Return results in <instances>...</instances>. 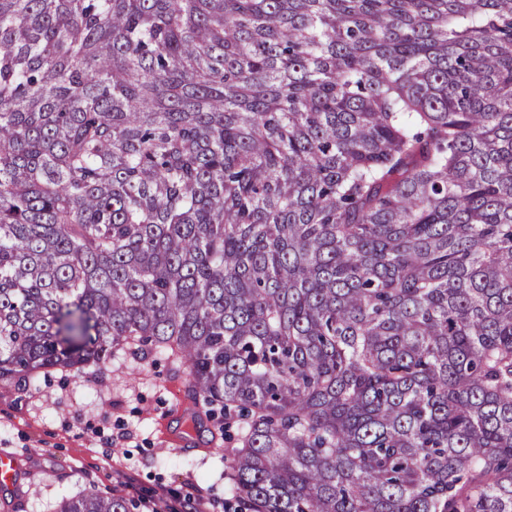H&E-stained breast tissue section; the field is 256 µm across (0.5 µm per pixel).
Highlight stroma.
I'll return each mask as SVG.
<instances>
[{
	"mask_svg": "<svg viewBox=\"0 0 512 512\" xmlns=\"http://www.w3.org/2000/svg\"><path fill=\"white\" fill-rule=\"evenodd\" d=\"M184 367L155 354L84 374L53 370L25 390L0 385V454L17 458L19 479L0 501L20 512H56L83 490L129 494L152 512V494H195L202 512H247L224 482V436L193 416Z\"/></svg>",
	"mask_w": 512,
	"mask_h": 512,
	"instance_id": "1",
	"label": "stroma"
}]
</instances>
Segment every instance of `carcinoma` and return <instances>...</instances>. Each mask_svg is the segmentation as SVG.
Segmentation results:
<instances>
[{
    "instance_id": "1",
    "label": "carcinoma",
    "mask_w": 512,
    "mask_h": 512,
    "mask_svg": "<svg viewBox=\"0 0 512 512\" xmlns=\"http://www.w3.org/2000/svg\"><path fill=\"white\" fill-rule=\"evenodd\" d=\"M157 350L250 512H512V0H0V384Z\"/></svg>"
}]
</instances>
